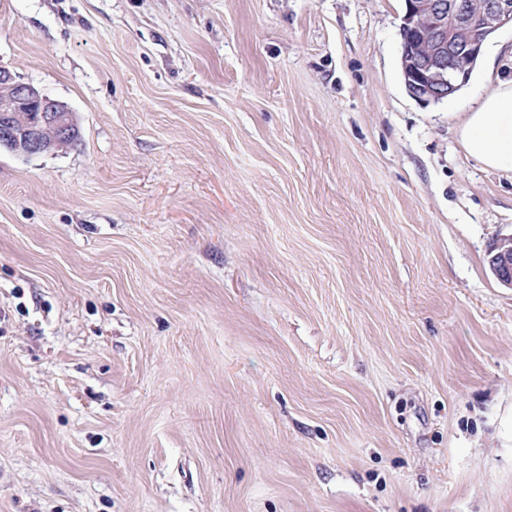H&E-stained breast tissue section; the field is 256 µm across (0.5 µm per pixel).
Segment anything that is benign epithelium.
<instances>
[{"instance_id":"1","label":"benign epithelium","mask_w":512,"mask_h":512,"mask_svg":"<svg viewBox=\"0 0 512 512\" xmlns=\"http://www.w3.org/2000/svg\"><path fill=\"white\" fill-rule=\"evenodd\" d=\"M401 69L407 93L439 103L464 87L482 48L499 29L512 27V0H404ZM80 137L69 107L0 66V149L30 157L66 149ZM496 280L512 288V233L488 252Z\"/></svg>"}]
</instances>
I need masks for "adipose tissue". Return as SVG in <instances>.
<instances>
[{
    "label": "adipose tissue",
    "instance_id": "1",
    "mask_svg": "<svg viewBox=\"0 0 512 512\" xmlns=\"http://www.w3.org/2000/svg\"><path fill=\"white\" fill-rule=\"evenodd\" d=\"M460 137L466 152L486 168L512 172V80L466 113Z\"/></svg>",
    "mask_w": 512,
    "mask_h": 512
}]
</instances>
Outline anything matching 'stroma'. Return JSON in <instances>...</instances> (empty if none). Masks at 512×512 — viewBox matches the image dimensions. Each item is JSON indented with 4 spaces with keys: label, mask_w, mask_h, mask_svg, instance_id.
Segmentation results:
<instances>
[{
    "label": "stroma",
    "mask_w": 512,
    "mask_h": 512,
    "mask_svg": "<svg viewBox=\"0 0 512 512\" xmlns=\"http://www.w3.org/2000/svg\"><path fill=\"white\" fill-rule=\"evenodd\" d=\"M404 0H0L79 142L0 150V512H512V172ZM489 268L496 280L512 288V233L498 237L488 252Z\"/></svg>",
    "instance_id": "stroma-1"
}]
</instances>
